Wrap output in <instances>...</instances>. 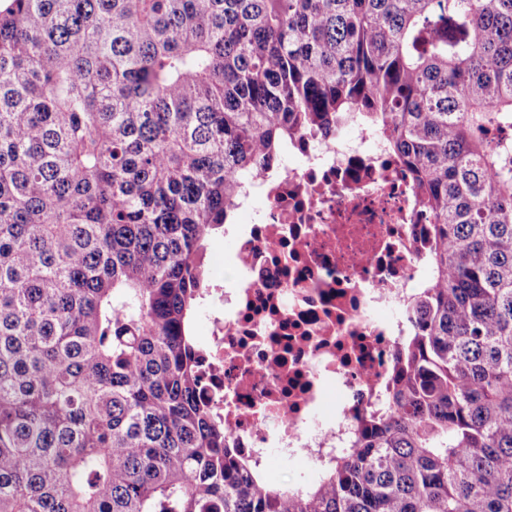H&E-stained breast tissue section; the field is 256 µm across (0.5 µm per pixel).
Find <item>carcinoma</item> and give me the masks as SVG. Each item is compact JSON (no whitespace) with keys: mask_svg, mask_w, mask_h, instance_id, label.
Listing matches in <instances>:
<instances>
[{"mask_svg":"<svg viewBox=\"0 0 512 512\" xmlns=\"http://www.w3.org/2000/svg\"><path fill=\"white\" fill-rule=\"evenodd\" d=\"M362 119L433 216L385 406L272 486L198 396L211 240ZM512 0H7L0 512H512Z\"/></svg>","mask_w":512,"mask_h":512,"instance_id":"1","label":"carcinoma"}]
</instances>
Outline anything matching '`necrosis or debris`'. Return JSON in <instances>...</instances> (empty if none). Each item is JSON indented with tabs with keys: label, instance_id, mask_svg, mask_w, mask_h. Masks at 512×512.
Segmentation results:
<instances>
[{
	"label": "necrosis or debris",
	"instance_id": "obj_1",
	"mask_svg": "<svg viewBox=\"0 0 512 512\" xmlns=\"http://www.w3.org/2000/svg\"><path fill=\"white\" fill-rule=\"evenodd\" d=\"M232 221L234 275L201 299L199 395L259 466L321 471L393 386L432 219L383 134L354 123L299 136Z\"/></svg>",
	"mask_w": 512,
	"mask_h": 512
}]
</instances>
